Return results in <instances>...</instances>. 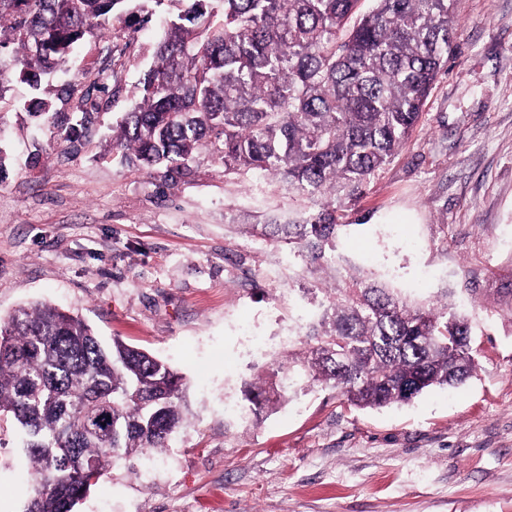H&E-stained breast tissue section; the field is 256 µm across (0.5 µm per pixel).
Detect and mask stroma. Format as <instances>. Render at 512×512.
Returning a JSON list of instances; mask_svg holds the SVG:
<instances>
[{"mask_svg": "<svg viewBox=\"0 0 512 512\" xmlns=\"http://www.w3.org/2000/svg\"><path fill=\"white\" fill-rule=\"evenodd\" d=\"M453 6L461 33L421 124L341 244L411 298L475 308L476 373L406 405L358 409L317 387L247 418L242 385L272 362L247 356L248 338L296 327L304 305L279 244L241 227L296 204L274 179L227 178L207 159L167 181L109 152L177 0L114 24L53 79L101 105L79 141L33 124L22 90L0 100V318L58 305L188 382V421L156 468L113 469L75 512H512V0ZM25 469L0 433V512H21Z\"/></svg>", "mask_w": 512, "mask_h": 512, "instance_id": "35a3bbf8", "label": "stroma"}]
</instances>
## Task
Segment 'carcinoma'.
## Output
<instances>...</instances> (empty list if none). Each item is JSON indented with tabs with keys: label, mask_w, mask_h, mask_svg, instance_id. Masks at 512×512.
<instances>
[{
	"label": "carcinoma",
	"mask_w": 512,
	"mask_h": 512,
	"mask_svg": "<svg viewBox=\"0 0 512 512\" xmlns=\"http://www.w3.org/2000/svg\"><path fill=\"white\" fill-rule=\"evenodd\" d=\"M126 0H0V87L32 91L29 116L65 140L88 130L90 94L56 112L42 78L83 44L132 19ZM166 22L112 153L150 174L186 177L205 156L224 177L264 174L302 205L286 224H244L300 261L310 304L301 340L266 381L244 386L257 419L299 391L336 390L378 408L464 382L478 365L469 312L443 294L424 302L346 262L344 212L417 128L460 35L451 0H184ZM333 279L321 288L316 275ZM186 379L79 316L46 302L0 318V429L30 462L23 512H74L112 468L142 466L186 421Z\"/></svg>",
	"instance_id": "obj_1"
}]
</instances>
